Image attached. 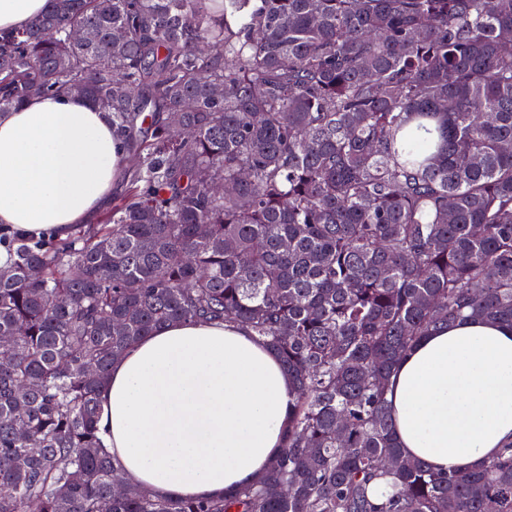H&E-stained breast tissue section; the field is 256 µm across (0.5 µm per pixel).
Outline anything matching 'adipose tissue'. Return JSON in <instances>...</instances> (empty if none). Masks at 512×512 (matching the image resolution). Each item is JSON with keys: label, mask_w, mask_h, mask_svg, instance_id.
<instances>
[{"label": "adipose tissue", "mask_w": 512, "mask_h": 512, "mask_svg": "<svg viewBox=\"0 0 512 512\" xmlns=\"http://www.w3.org/2000/svg\"><path fill=\"white\" fill-rule=\"evenodd\" d=\"M123 152L104 112L66 93L0 113V224L68 238L112 196ZM400 447L440 472L512 441V328L461 320L420 337L391 377ZM99 436L126 481L170 498H220L284 446L295 392L278 355L233 323L171 322L115 360Z\"/></svg>", "instance_id": "obj_1"}]
</instances>
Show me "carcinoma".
Segmentation results:
<instances>
[{
	"mask_svg": "<svg viewBox=\"0 0 512 512\" xmlns=\"http://www.w3.org/2000/svg\"><path fill=\"white\" fill-rule=\"evenodd\" d=\"M506 34L512 0H50L0 35V112L79 92L125 159L98 224L0 233V512H512V443L437 472L387 399L431 330L512 327ZM197 320L295 387L285 448L217 500L127 483L97 435L114 359Z\"/></svg>",
	"mask_w": 512,
	"mask_h": 512,
	"instance_id": "cac0c4a2",
	"label": "carcinoma"
}]
</instances>
